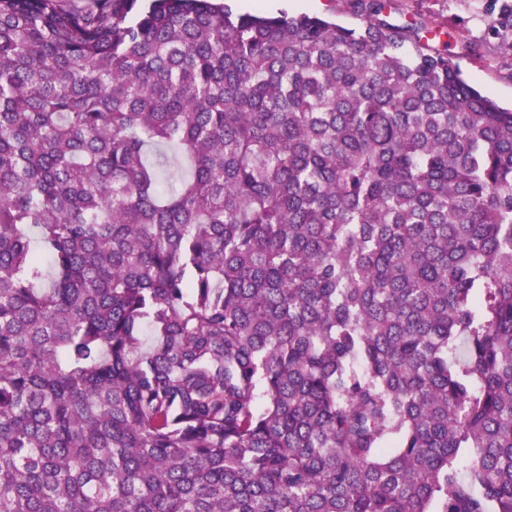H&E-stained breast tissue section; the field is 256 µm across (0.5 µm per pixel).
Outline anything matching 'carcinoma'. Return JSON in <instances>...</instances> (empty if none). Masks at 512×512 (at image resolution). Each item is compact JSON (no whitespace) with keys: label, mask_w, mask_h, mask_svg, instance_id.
Returning a JSON list of instances; mask_svg holds the SVG:
<instances>
[{"label":"carcinoma","mask_w":512,"mask_h":512,"mask_svg":"<svg viewBox=\"0 0 512 512\" xmlns=\"http://www.w3.org/2000/svg\"><path fill=\"white\" fill-rule=\"evenodd\" d=\"M386 9L0 0V512H512V107ZM362 0H279L272 7H250L243 0H232L235 11L238 13H254L259 15H276L280 11L292 15L301 13L319 16L333 17L345 25H355L360 21L361 8H357V2Z\"/></svg>","instance_id":"obj_1"}]
</instances>
